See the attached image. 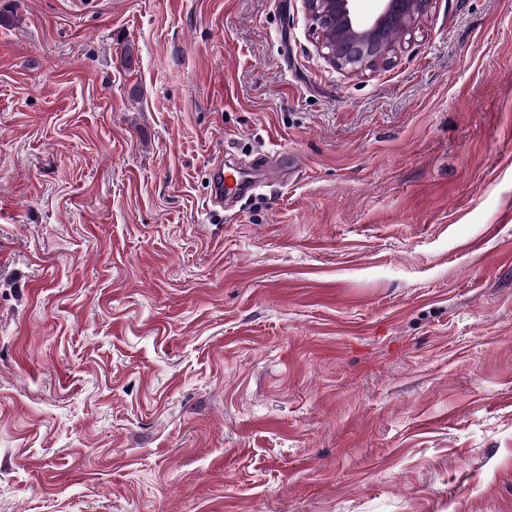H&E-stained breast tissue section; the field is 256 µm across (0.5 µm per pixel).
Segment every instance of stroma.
Returning a JSON list of instances; mask_svg holds the SVG:
<instances>
[{"label": "stroma", "mask_w": 512, "mask_h": 512, "mask_svg": "<svg viewBox=\"0 0 512 512\" xmlns=\"http://www.w3.org/2000/svg\"><path fill=\"white\" fill-rule=\"evenodd\" d=\"M0 512H512V0H0ZM352 2L302 0V5L316 33L318 53L332 68L358 77L392 65L429 18L437 0H379V11L370 22L357 18ZM250 179V173L246 170L240 169L226 175L224 166L217 165L210 174L211 193L207 201V207L214 209L217 206H222L224 204V194H235Z\"/></svg>", "instance_id": "stroma-1"}]
</instances>
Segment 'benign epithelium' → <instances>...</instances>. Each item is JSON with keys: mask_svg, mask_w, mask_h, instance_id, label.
Segmentation results:
<instances>
[{"mask_svg": "<svg viewBox=\"0 0 512 512\" xmlns=\"http://www.w3.org/2000/svg\"><path fill=\"white\" fill-rule=\"evenodd\" d=\"M352 2L302 0V5L316 33L318 53L332 68L358 77L392 65L437 0H379V11L369 22L357 18Z\"/></svg>", "mask_w": 512, "mask_h": 512, "instance_id": "benign-epithelium-1", "label": "benign epithelium"}]
</instances>
